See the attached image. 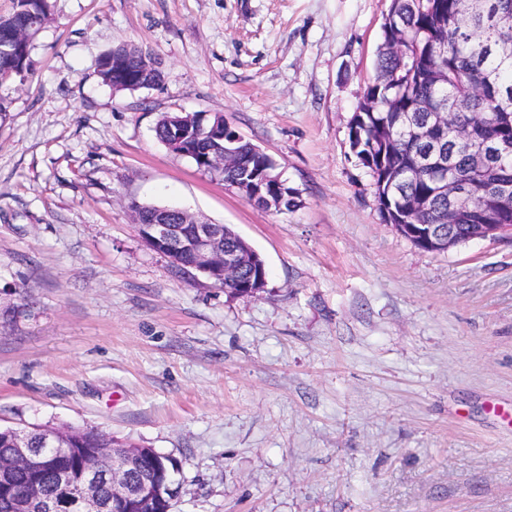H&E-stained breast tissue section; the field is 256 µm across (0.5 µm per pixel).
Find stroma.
I'll return each instance as SVG.
<instances>
[{
  "mask_svg": "<svg viewBox=\"0 0 512 512\" xmlns=\"http://www.w3.org/2000/svg\"><path fill=\"white\" fill-rule=\"evenodd\" d=\"M0 85V427L182 463L174 512H512V240L418 249L350 149L390 0H50ZM132 45L163 83L113 92ZM224 114L299 194L264 210L173 153ZM225 224L253 295L175 273L133 205ZM197 126L196 116L195 115H187L185 117L176 118L173 123L170 125L172 129V133L174 135V141L172 146L181 148L182 140L184 134L187 130L192 129L193 126ZM203 130L198 128H193L191 132L188 133L187 138L183 142L184 145H196L200 151L206 150L208 147H211L208 141L204 138Z\"/></svg>",
  "mask_w": 512,
  "mask_h": 512,
  "instance_id": "1",
  "label": "stroma"
}]
</instances>
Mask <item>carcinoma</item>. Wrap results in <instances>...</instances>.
Listing matches in <instances>:
<instances>
[{
    "label": "carcinoma",
    "instance_id": "carcinoma-1",
    "mask_svg": "<svg viewBox=\"0 0 512 512\" xmlns=\"http://www.w3.org/2000/svg\"><path fill=\"white\" fill-rule=\"evenodd\" d=\"M48 0H14L13 11L0 24L23 31L25 51L49 17ZM383 29L399 35L395 50L377 52L375 74L367 85L349 127L350 148L371 173L379 211L415 246L432 252L422 237L404 230L402 222L419 213L418 224H437L456 242L471 238L470 225L480 223L475 210L491 224L512 226V0H391ZM138 48L119 47L100 61L120 62L140 84L161 80L157 63L145 68ZM431 112L448 113V130L440 151L448 178L471 187V196L456 212L448 211V193L434 177L402 176L414 153L421 150L407 133V124ZM494 144L488 161L479 166L472 141ZM86 444L120 448L123 442L93 433Z\"/></svg>",
    "mask_w": 512,
    "mask_h": 512
}]
</instances>
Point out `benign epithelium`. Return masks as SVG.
<instances>
[{"label":"benign epithelium","mask_w":512,"mask_h":512,"mask_svg":"<svg viewBox=\"0 0 512 512\" xmlns=\"http://www.w3.org/2000/svg\"><path fill=\"white\" fill-rule=\"evenodd\" d=\"M20 47V35L7 30L0 33L1 54L9 58ZM97 72L114 90L134 84L115 61L112 72H105L101 66ZM195 125L194 115L176 118L171 124L173 146L182 147L185 132ZM208 134L221 142V150L201 160L210 163L216 174L227 169L240 172L241 177L230 186L251 198V202L260 201L268 209L281 208L282 179L276 173V162L263 163L266 153L256 146L244 152L240 147L243 136L227 120L216 121ZM177 215L183 224L190 225L188 233L177 227L169 208H158L145 219L141 208H135V223L139 224L146 245L166 256L180 272H201L221 288L249 295L265 286L264 263L246 265L236 245L227 242L224 225L210 224L183 210ZM472 230L479 239L512 238V228L504 224H474ZM84 433L81 428L69 427L43 434L42 444L54 447L53 452L47 453L30 447L27 430L13 432V451L0 456V500L8 512H172L180 483L168 478L164 461L169 455L153 448H125L116 454L112 448L68 446L83 439ZM47 468L53 471L57 486L54 494L43 487L42 475ZM19 473L27 478L22 487L14 481V475Z\"/></svg>","instance_id":"obj_1"}]
</instances>
